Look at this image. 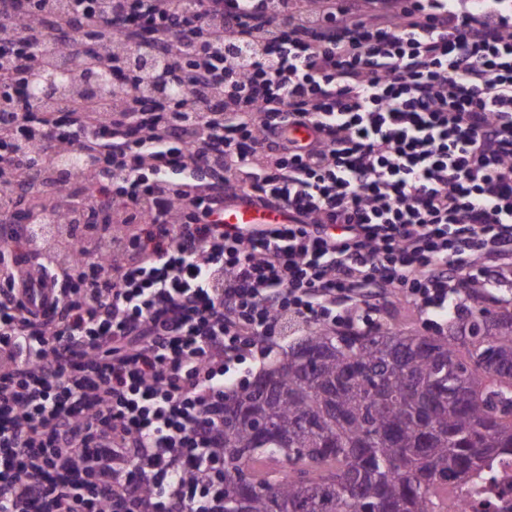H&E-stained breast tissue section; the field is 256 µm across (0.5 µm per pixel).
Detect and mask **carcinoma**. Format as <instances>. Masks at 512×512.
I'll return each instance as SVG.
<instances>
[{"instance_id":"carcinoma-1","label":"carcinoma","mask_w":512,"mask_h":512,"mask_svg":"<svg viewBox=\"0 0 512 512\" xmlns=\"http://www.w3.org/2000/svg\"><path fill=\"white\" fill-rule=\"evenodd\" d=\"M79 80L105 99L98 71ZM426 336L315 328L224 395L235 512H444L452 484L512 455V312L482 289Z\"/></svg>"}]
</instances>
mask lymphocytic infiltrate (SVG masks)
<instances>
[{"instance_id": "lymphocytic-infiltrate-1", "label": "lymphocytic infiltrate", "mask_w": 512, "mask_h": 512, "mask_svg": "<svg viewBox=\"0 0 512 512\" xmlns=\"http://www.w3.org/2000/svg\"><path fill=\"white\" fill-rule=\"evenodd\" d=\"M508 284L512 0H0V512H222L241 365ZM65 77L66 74L63 72L47 73L40 76L38 83H27L24 85L22 96L18 100L21 109L25 108L28 103H35L44 89L51 87ZM287 221V211L262 210L244 204L224 206L225 224H284Z\"/></svg>"}]
</instances>
